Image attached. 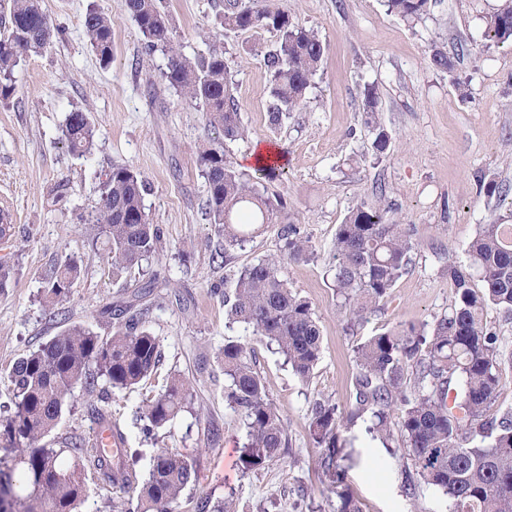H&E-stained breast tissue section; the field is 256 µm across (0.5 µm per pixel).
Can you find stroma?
I'll return each instance as SVG.
<instances>
[{"label": "stroma", "mask_w": 512, "mask_h": 512, "mask_svg": "<svg viewBox=\"0 0 512 512\" xmlns=\"http://www.w3.org/2000/svg\"><path fill=\"white\" fill-rule=\"evenodd\" d=\"M112 18V62L101 68L83 33L88 4ZM225 0H167L172 26L190 57L209 49L208 31L221 27ZM63 35L15 68L16 92L0 102V210L15 233L0 243L15 276L0 292V402L9 397L7 373L21 356L67 325H93L108 303L132 299L150 278L160 283L142 301L143 326L162 354L158 374L133 392L112 393L104 403L123 430L127 458L147 476L154 456L176 448L193 457L199 480L193 499H232L235 512H331L309 434V406L317 399L346 407L357 372L355 349L375 334L433 323L447 313L452 291L447 262L464 261L479 225L512 215V202L488 199L480 179L512 191V46L485 37L497 0H437L429 15L409 22L388 13L383 0H271L314 29L327 53L299 110L279 126L269 123L268 74L263 53L276 33L225 32L224 62L234 83L245 138L226 140L208 126L202 107L181 100L161 78L162 53H147L126 0H43ZM447 52L454 73L436 69L432 49ZM381 97L382 121L393 148L383 161L368 154L363 91ZM84 111L95 127L89 154H72L63 130L71 110ZM280 149L284 168L276 179L245 158L255 143ZM220 147L228 161L267 193L284 197L288 211L312 246L308 261L285 258L280 225L243 246L225 249L204 215L206 185L199 152ZM141 174L151 223L161 248L141 269L113 276L104 244L93 243L84 218L99 195L100 175L112 165ZM383 187L386 201L408 228L415 248L407 272L382 311L348 332L332 286L336 229L360 202ZM80 275L60 317L43 303L46 280L67 257ZM267 256L282 257L289 288L312 304L322 333V356L309 383L294 375L276 346L255 345L256 368L283 416L288 450L264 469L243 473L242 431L224 401L225 339L251 340L240 325H227L224 290L240 269ZM183 374L193 400L165 427L145 434L139 406L159 392L168 373ZM357 421L342 453L347 483L363 512H450L443 492L404 490L406 460L388 453Z\"/></svg>", "instance_id": "obj_1"}]
</instances>
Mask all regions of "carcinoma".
<instances>
[{"label":"carcinoma","mask_w":512,"mask_h":512,"mask_svg":"<svg viewBox=\"0 0 512 512\" xmlns=\"http://www.w3.org/2000/svg\"><path fill=\"white\" fill-rule=\"evenodd\" d=\"M432 0H385L387 11L406 21L424 19ZM127 9L150 51L167 55L162 79L186 101L205 107L210 124L227 140L242 139L246 128L231 94L224 52L188 57L176 39L164 0H127ZM83 30L100 63L112 61V20L91 4ZM226 31H275L277 45L265 52L270 76L269 120L281 124L305 98L327 52L318 34L268 0H227ZM60 34L43 9L42 0H0V101L15 92L13 73L21 58L41 53ZM486 36L512 44V0L490 15ZM364 124L374 160L386 159L392 137L381 121L377 89L363 92ZM71 152L91 149L94 126L74 110L64 131ZM207 197L205 216L236 246L272 224L283 225L288 258L309 260L314 250L282 200L261 192L229 162L224 150L202 152ZM145 182L127 165H114L99 186V199L88 223L106 237L112 271L133 268L155 253L159 228L150 223L144 205ZM379 193L353 208L338 225L333 242V288L347 329L382 309L395 282L407 272L414 243ZM467 264L449 262L444 270L453 288L448 313L431 325L410 326L371 336L356 347L357 372L353 401L346 410L326 401L311 406L309 433L318 448V467L336 495L333 512H362L346 483L340 464L343 432L360 418L384 447L402 445L411 462L408 494L422 485L443 491L451 512H512V408L496 406L503 371L512 370V351L487 326L491 306L512 316V224H482L466 250ZM80 274L78 261L67 259L47 282L48 307L67 297ZM478 277L483 288L475 290ZM229 321L251 330L261 341L278 346L295 375L308 382L322 355V336L311 304L282 279L279 260L261 258L244 267L224 289ZM134 303L118 301L108 315L118 320L109 336L85 324H73L47 343L14 362L8 372L11 397L3 406L0 427L8 436L10 460H0V512H80L87 497L86 473L97 474L109 492L104 503L112 512H179L184 490L197 482L193 458L164 448L152 461L145 480L125 460V448L104 453L98 438L45 441L69 409L73 389L103 398L111 391L133 390L157 373L161 351L154 336L131 313ZM255 350L245 342L224 343V386L227 405L238 414L245 437L240 458L243 472L259 470L279 459L287 447L286 423L273 405L255 368ZM414 368L407 377V367ZM191 382L171 376L165 389L147 396L140 406L144 431L172 421L191 403Z\"/></svg>","instance_id":"cac0c4a2"}]
</instances>
